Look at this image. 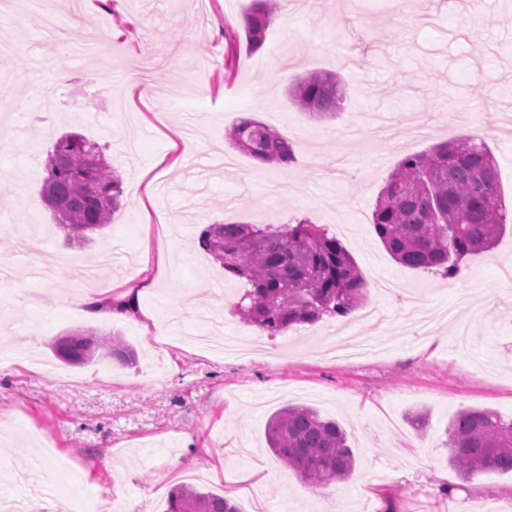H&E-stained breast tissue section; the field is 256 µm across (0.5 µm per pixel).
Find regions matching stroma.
<instances>
[{"instance_id": "35a3bbf8", "label": "stroma", "mask_w": 512, "mask_h": 512, "mask_svg": "<svg viewBox=\"0 0 512 512\" xmlns=\"http://www.w3.org/2000/svg\"><path fill=\"white\" fill-rule=\"evenodd\" d=\"M252 0H59L58 38L47 41L31 0L0 12L13 54L0 57V497L38 448L54 441L73 469L25 512H165L169 491L195 483L232 495L255 512H512V473L462 481L448 464L446 429L469 407L512 419V229L491 251L465 258L466 276H441L395 262L376 235L378 194L404 155L465 135L494 155L512 205V0H292L263 46L249 50L238 18ZM235 45L232 80L224 53ZM154 64L152 94L127 76ZM69 77L54 81L57 67ZM313 69L337 72L345 97L319 119L288 96ZM469 105L472 125L441 113ZM249 116L295 150L267 168L235 149L226 132ZM184 138L171 144V128ZM77 132L102 148L122 181V207L80 244L55 225L41 189L55 140ZM169 220L166 240L148 215ZM335 228L366 281L363 309L350 313L362 340L394 341L377 357L331 360L323 353L332 318L268 335L232 312L246 290L203 252L200 234L227 222ZM145 279L150 326L95 321L73 304ZM390 281L385 294L373 281ZM379 310L382 322L364 317ZM219 324L246 343L226 357L193 343ZM119 333L138 362H57L62 336ZM304 404L346 430L356 467L346 483L315 488L275 458L266 424L286 404ZM257 482L234 484L225 472ZM454 489L443 493V480Z\"/></svg>"}]
</instances>
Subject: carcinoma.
Wrapping results in <instances>:
<instances>
[{"instance_id":"obj_1","label":"carcinoma","mask_w":512,"mask_h":512,"mask_svg":"<svg viewBox=\"0 0 512 512\" xmlns=\"http://www.w3.org/2000/svg\"><path fill=\"white\" fill-rule=\"evenodd\" d=\"M274 12L275 0H253L245 29L249 49L263 46ZM289 96L311 115L334 116L344 87L336 73L313 70L293 83ZM228 138L258 162H294L292 144L256 119H240ZM44 165L42 195L59 227L86 241L110 223L123 188L97 144L78 133L64 134ZM508 215L493 156L483 139L468 135L403 157L381 189L372 217L380 242L398 263L450 277L462 259L495 245ZM199 246L224 267L225 278L246 280L250 289L238 310L272 336L314 325L325 315H348L367 295V283L342 242L306 219L212 224ZM51 348L73 365L96 357L136 362L135 350L117 335L67 336ZM266 441L285 468L314 487L346 482L354 472L356 458L345 430L309 406L289 404L273 414ZM446 446L449 463L464 480L488 470L512 473V420L495 411H459L448 425ZM165 512L241 510L222 495L180 485L169 492Z\"/></svg>"}]
</instances>
